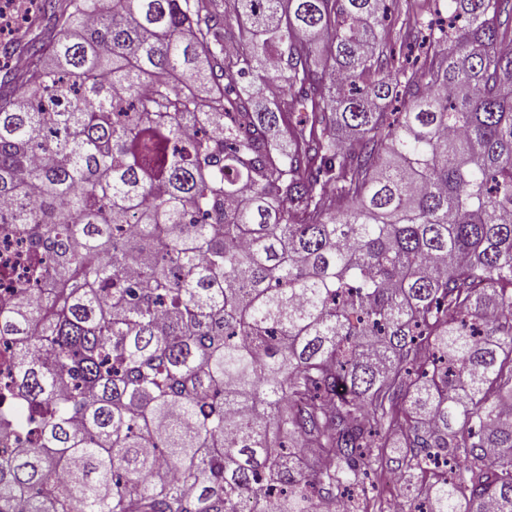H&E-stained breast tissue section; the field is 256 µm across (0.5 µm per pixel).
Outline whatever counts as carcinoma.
<instances>
[{
    "label": "carcinoma",
    "instance_id": "obj_1",
    "mask_svg": "<svg viewBox=\"0 0 512 512\" xmlns=\"http://www.w3.org/2000/svg\"><path fill=\"white\" fill-rule=\"evenodd\" d=\"M233 2L237 40L42 0L0 74V225L54 284L0 311V512H316L393 447L429 512H512V0L413 15L417 68L387 0Z\"/></svg>",
    "mask_w": 512,
    "mask_h": 512
}]
</instances>
